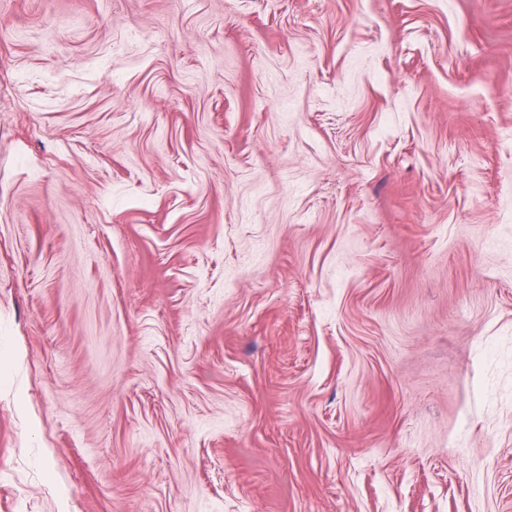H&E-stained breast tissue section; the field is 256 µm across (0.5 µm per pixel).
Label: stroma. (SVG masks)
<instances>
[{
	"label": "stroma",
	"instance_id": "35a3bbf8",
	"mask_svg": "<svg viewBox=\"0 0 512 512\" xmlns=\"http://www.w3.org/2000/svg\"><path fill=\"white\" fill-rule=\"evenodd\" d=\"M0 512H512V0H0Z\"/></svg>",
	"mask_w": 512,
	"mask_h": 512
}]
</instances>
